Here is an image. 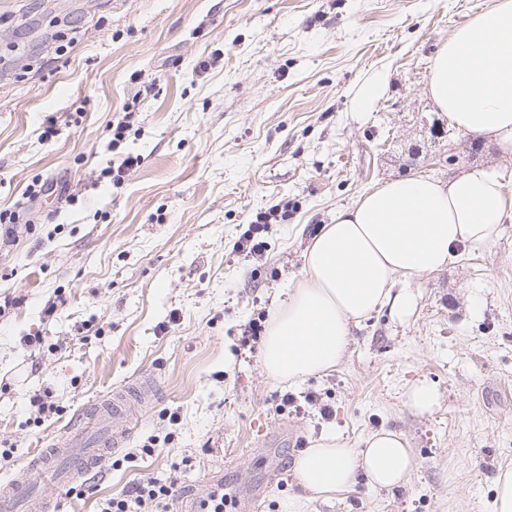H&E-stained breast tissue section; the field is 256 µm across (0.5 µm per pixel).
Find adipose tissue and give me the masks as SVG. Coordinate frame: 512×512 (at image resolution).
I'll return each instance as SVG.
<instances>
[{
  "instance_id": "obj_1",
  "label": "adipose tissue",
  "mask_w": 512,
  "mask_h": 512,
  "mask_svg": "<svg viewBox=\"0 0 512 512\" xmlns=\"http://www.w3.org/2000/svg\"><path fill=\"white\" fill-rule=\"evenodd\" d=\"M427 93L449 124L512 149V0H490L437 50ZM512 220L502 176L472 167L440 181L428 176L385 181L323 225L304 254V274L271 318L260 352L276 381H301L341 362L351 330L383 307L408 315L414 298L397 283L444 268L458 246L481 248ZM413 466L399 433L367 436L362 448L319 438L294 469L315 497L352 486L404 483Z\"/></svg>"
}]
</instances>
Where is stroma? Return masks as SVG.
I'll return each instance as SVG.
<instances>
[{
  "label": "stroma",
  "instance_id": "35a3bbf8",
  "mask_svg": "<svg viewBox=\"0 0 512 512\" xmlns=\"http://www.w3.org/2000/svg\"><path fill=\"white\" fill-rule=\"evenodd\" d=\"M488 5L0 0V209L19 215L0 247V448L11 452L0 477L27 479L32 452L147 372L155 391L112 465L74 488L41 482L62 512H98L143 476L175 477L169 512H183L212 471L224 512L261 483L259 512H494V479L512 468V221L493 244L407 280L413 313L385 307L361 322L329 374L273 381L242 344L258 312L287 300L314 231L375 184L477 165L512 191V152L490 138L471 158L470 134L435 142L422 125L448 123L426 92L438 47ZM206 58L213 68L197 71ZM375 75L380 93L357 110ZM127 103L136 121L116 150ZM128 152L141 162L121 184L100 178ZM36 178L67 191L28 201ZM275 206L288 216L268 225L265 258L237 253ZM421 379L439 393L424 415L405 400ZM46 390L57 408L41 413L29 400ZM287 393L300 408L284 406ZM383 429L414 457L403 485L361 476L323 499L296 482L319 436L358 448Z\"/></svg>",
  "mask_w": 512,
  "mask_h": 512
}]
</instances>
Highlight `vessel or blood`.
I'll return each instance as SVG.
<instances>
[{
	"label": "vessel or blood",
	"instance_id": "obj_1",
	"mask_svg": "<svg viewBox=\"0 0 512 512\" xmlns=\"http://www.w3.org/2000/svg\"><path fill=\"white\" fill-rule=\"evenodd\" d=\"M152 387L147 373L84 409L46 448L27 458V479L0 482V512H56L53 502L37 493L36 480L52 476L70 484L102 469L107 456L125 442L136 420L135 407Z\"/></svg>",
	"mask_w": 512,
	"mask_h": 512
}]
</instances>
